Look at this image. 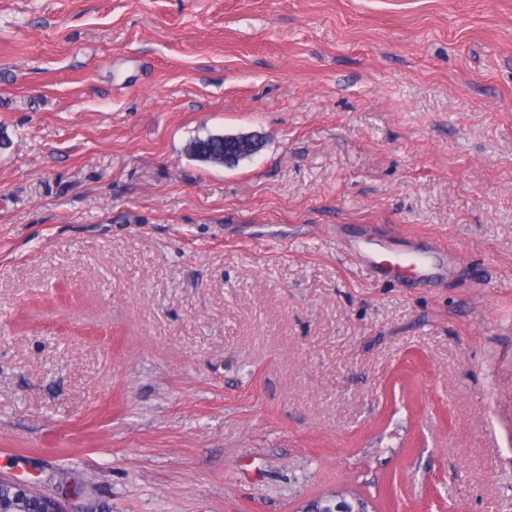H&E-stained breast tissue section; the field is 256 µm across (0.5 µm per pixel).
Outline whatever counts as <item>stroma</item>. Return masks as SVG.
<instances>
[{
    "label": "stroma",
    "instance_id": "35a3bbf8",
    "mask_svg": "<svg viewBox=\"0 0 512 512\" xmlns=\"http://www.w3.org/2000/svg\"><path fill=\"white\" fill-rule=\"evenodd\" d=\"M0 134L1 476L512 512V0H0ZM423 237L444 285L344 245ZM246 135L238 134H209L205 137H196L190 142L189 153L201 161L224 165V145H234Z\"/></svg>",
    "mask_w": 512,
    "mask_h": 512
}]
</instances>
